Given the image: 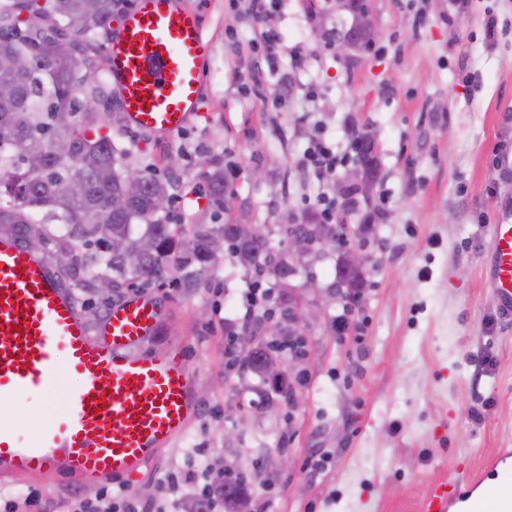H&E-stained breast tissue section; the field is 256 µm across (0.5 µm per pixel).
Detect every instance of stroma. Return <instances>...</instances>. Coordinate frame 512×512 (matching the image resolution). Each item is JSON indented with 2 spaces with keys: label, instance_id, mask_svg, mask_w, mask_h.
Here are the masks:
<instances>
[{
  "label": "stroma",
  "instance_id": "stroma-1",
  "mask_svg": "<svg viewBox=\"0 0 512 512\" xmlns=\"http://www.w3.org/2000/svg\"><path fill=\"white\" fill-rule=\"evenodd\" d=\"M185 2L212 46L191 124L164 140L129 129L106 81L88 137L109 136L130 168L169 182L174 229L267 224L279 255L288 251L286 225L309 221L311 203L335 195L355 168L352 140L374 129V193L341 213L351 242L366 241L374 261L358 303L308 307L294 405L276 416L251 413L244 427L235 404L273 394L235 370L241 298L253 275L219 254L192 287L138 281L104 296L88 277H68L94 336L115 302L158 297L164 324L141 351L180 349L200 403L190 428L109 494L150 504L168 475L216 474L228 461L246 468L279 452L293 464L251 481L254 512H421L435 484L478 470L492 479L486 463L512 452V318L484 282L491 228L512 204V171L496 164L512 149V0H365L379 37L351 57L323 37L348 30L350 12L334 0H280L266 18L284 43L274 64L252 53L258 30L230 0ZM251 71L261 96L239 90L238 75ZM316 137L342 159L322 181L300 165ZM208 158L235 167L229 209L208 199ZM487 350L496 359L489 373L480 365ZM6 409L27 440L63 415L61 396L41 392ZM29 490L59 510L80 488L31 476L0 485V497Z\"/></svg>",
  "mask_w": 512,
  "mask_h": 512
}]
</instances>
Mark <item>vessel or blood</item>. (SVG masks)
<instances>
[{
    "mask_svg": "<svg viewBox=\"0 0 512 512\" xmlns=\"http://www.w3.org/2000/svg\"><path fill=\"white\" fill-rule=\"evenodd\" d=\"M197 13L179 0H135L105 52L104 68L129 125L166 138L188 126L211 55ZM486 284L512 316V208L492 228ZM164 309L134 295L115 304L93 339L71 292L17 236H0V402L59 383V366L79 379L64 415L32 442L0 410V479L62 476L93 489L120 483L182 436L199 403L181 351L137 353L156 335ZM452 479L436 484L423 512H448L463 496Z\"/></svg>",
    "mask_w": 512,
    "mask_h": 512,
    "instance_id": "obj_1",
    "label": "vessel or blood"
}]
</instances>
